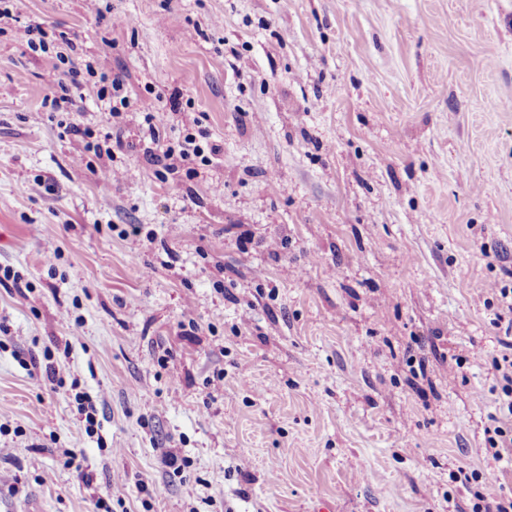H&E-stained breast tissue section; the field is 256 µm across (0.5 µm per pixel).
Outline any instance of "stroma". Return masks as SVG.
<instances>
[{
    "mask_svg": "<svg viewBox=\"0 0 512 512\" xmlns=\"http://www.w3.org/2000/svg\"><path fill=\"white\" fill-rule=\"evenodd\" d=\"M8 7L0 512L512 496L484 434L512 333V0ZM28 23L122 76L119 115L84 75L45 107L57 60L12 36ZM146 97L162 142L221 148L181 192L144 158ZM73 124L123 146L88 168Z\"/></svg>",
    "mask_w": 512,
    "mask_h": 512,
    "instance_id": "stroma-1",
    "label": "stroma"
}]
</instances>
